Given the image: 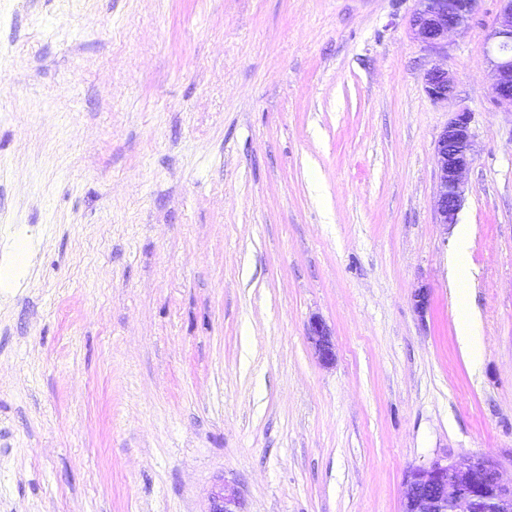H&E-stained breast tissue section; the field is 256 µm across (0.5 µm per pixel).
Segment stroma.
<instances>
[{
	"mask_svg": "<svg viewBox=\"0 0 512 512\" xmlns=\"http://www.w3.org/2000/svg\"><path fill=\"white\" fill-rule=\"evenodd\" d=\"M418 7L0 0V267L32 244L0 288V512H209L222 484L243 512H401L438 459L512 478L501 2L444 50ZM462 109L456 279L434 145ZM503 8L497 15L490 39L492 40L494 101L512 108V1L501 0ZM425 84L431 97L445 101L453 92L454 78L448 69L434 67L426 73ZM308 338L314 348L315 354L324 364H330L335 360L336 354L332 342V332L319 318L310 322Z\"/></svg>",
	"mask_w": 512,
	"mask_h": 512,
	"instance_id": "35a3bbf8",
	"label": "stroma"
}]
</instances>
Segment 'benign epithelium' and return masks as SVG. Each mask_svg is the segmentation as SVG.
Masks as SVG:
<instances>
[{"label":"benign epithelium","mask_w":512,"mask_h":512,"mask_svg":"<svg viewBox=\"0 0 512 512\" xmlns=\"http://www.w3.org/2000/svg\"><path fill=\"white\" fill-rule=\"evenodd\" d=\"M492 40L494 101L512 106V0H501ZM476 0H420L414 18L416 38L433 49L448 44V35L465 28ZM431 97L445 101L454 88L452 74L434 67L425 75ZM471 113L457 112L435 144L438 187L434 198L437 223H457L465 192V175L474 156ZM308 338L324 364L335 360L332 332L319 318L311 320ZM235 494L222 487L213 492L210 512H238ZM402 512H512V481H503L496 461L488 456L436 460L406 475Z\"/></svg>","instance_id":"7a95c632"}]
</instances>
